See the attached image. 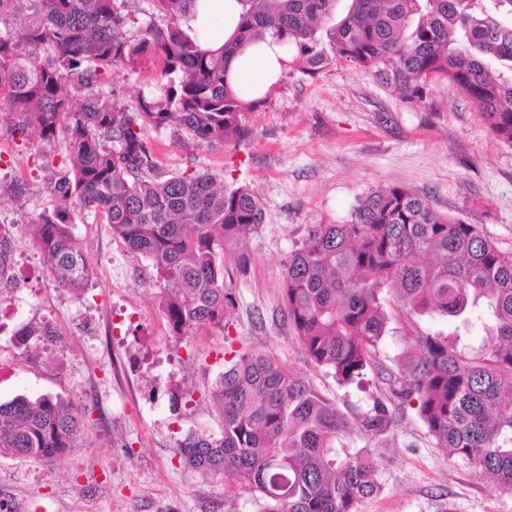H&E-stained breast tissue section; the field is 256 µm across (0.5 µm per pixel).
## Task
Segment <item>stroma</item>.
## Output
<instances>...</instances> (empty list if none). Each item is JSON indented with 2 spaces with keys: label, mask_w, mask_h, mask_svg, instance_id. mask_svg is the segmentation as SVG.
<instances>
[{
  "label": "stroma",
  "mask_w": 512,
  "mask_h": 512,
  "mask_svg": "<svg viewBox=\"0 0 512 512\" xmlns=\"http://www.w3.org/2000/svg\"><path fill=\"white\" fill-rule=\"evenodd\" d=\"M243 123L247 138L237 147L143 132L166 174L213 173L263 202L262 224L220 256L235 297L225 329L179 336L158 306L149 262L77 207L70 231L93 276L80 300L56 288L7 187L26 184L29 215L51 206L66 147L0 134V225H12L14 246L11 276L0 279L8 317L0 401L58 397L82 411L84 424L75 448L53 460L0 454L5 512H258L249 492L185 469L177 454L192 434H220L210 389L236 352L274 357L353 421L349 440L372 449L381 485L357 512H512V493L436 445L415 404L391 397L382 373L396 366L398 337L379 344L360 383L342 386L308 361L282 303L283 265L308 226L346 223L378 188L423 193L438 212L482 225L512 252V147L447 82H431L426 101L412 106L374 71L342 60L313 77L289 68ZM33 325L44 335L16 352L17 330ZM378 400L390 424L374 436L355 423Z\"/></svg>",
  "instance_id": "35a3bbf8"
}]
</instances>
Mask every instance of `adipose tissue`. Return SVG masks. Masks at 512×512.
Segmentation results:
<instances>
[{
    "instance_id": "1",
    "label": "adipose tissue",
    "mask_w": 512,
    "mask_h": 512,
    "mask_svg": "<svg viewBox=\"0 0 512 512\" xmlns=\"http://www.w3.org/2000/svg\"><path fill=\"white\" fill-rule=\"evenodd\" d=\"M241 12L240 0H192L183 29L197 38L202 49L218 52L235 37ZM290 61L283 43L265 34L234 57L229 85L243 100L266 98L274 93Z\"/></svg>"
}]
</instances>
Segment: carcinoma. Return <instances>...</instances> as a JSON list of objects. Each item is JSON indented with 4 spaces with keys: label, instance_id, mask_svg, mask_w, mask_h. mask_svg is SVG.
Segmentation results:
<instances>
[{
    "label": "carcinoma",
    "instance_id": "obj_1",
    "mask_svg": "<svg viewBox=\"0 0 512 512\" xmlns=\"http://www.w3.org/2000/svg\"><path fill=\"white\" fill-rule=\"evenodd\" d=\"M167 23L126 31L128 0H0V112L4 132L67 142L58 203L27 221L56 287L81 299L91 277L69 230L77 205L160 280L159 306L172 332L224 328L234 307L219 252L263 221L245 185L209 173L163 177L140 131L174 128L187 142L240 144L254 111L226 85L231 56L270 31L315 76L337 60L372 69L405 103L423 102L442 78L512 147V0H241L236 37L215 54L178 20L190 0H154ZM154 66L152 88L135 111L116 104L105 80L118 69ZM288 324L316 367L349 385L374 365L391 332L403 350L391 394L416 410L441 448L512 493V252L478 224L435 211L400 185L365 196L345 224H311L282 272ZM443 320L428 329L419 319ZM478 323L482 339L461 329ZM220 436L191 435L181 462L237 485L260 512H357L379 492L370 448H353L349 423L309 382L265 355L225 363L211 387ZM377 404L360 419L387 428ZM79 410L24 396L0 402V450L41 460L75 447Z\"/></svg>",
    "mask_w": 512,
    "mask_h": 512
}]
</instances>
